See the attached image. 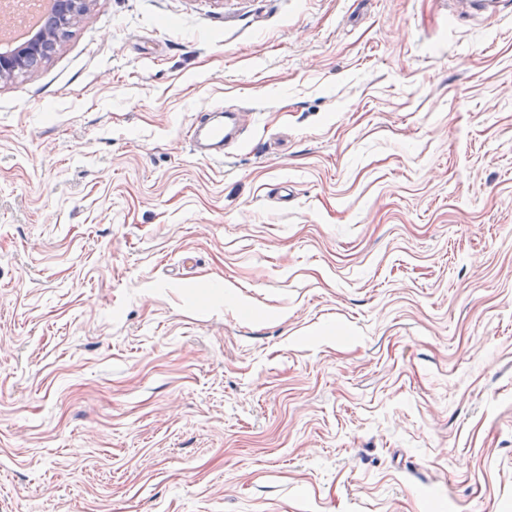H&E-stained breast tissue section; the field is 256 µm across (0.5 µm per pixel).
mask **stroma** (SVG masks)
Masks as SVG:
<instances>
[{
    "label": "stroma",
    "mask_w": 512,
    "mask_h": 512,
    "mask_svg": "<svg viewBox=\"0 0 512 512\" xmlns=\"http://www.w3.org/2000/svg\"><path fill=\"white\" fill-rule=\"evenodd\" d=\"M0 512H512V0H90L0 83ZM210 115H219L220 120L207 121L198 125L195 129L192 140L194 146L199 150H204V153L215 159H222L224 156V141L227 138L228 125L235 124L237 116L240 120L241 115L236 112H211ZM203 137L208 142V149H202L199 146V140Z\"/></svg>",
    "instance_id": "1"
}]
</instances>
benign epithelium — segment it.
<instances>
[{
    "instance_id": "obj_1",
    "label": "benign epithelium",
    "mask_w": 512,
    "mask_h": 512,
    "mask_svg": "<svg viewBox=\"0 0 512 512\" xmlns=\"http://www.w3.org/2000/svg\"><path fill=\"white\" fill-rule=\"evenodd\" d=\"M55 8L47 26L27 43L0 51V83L32 69L57 44L70 24L82 17L89 0H53Z\"/></svg>"
}]
</instances>
